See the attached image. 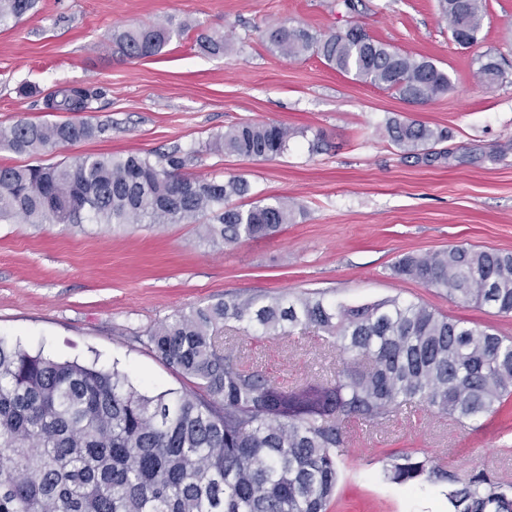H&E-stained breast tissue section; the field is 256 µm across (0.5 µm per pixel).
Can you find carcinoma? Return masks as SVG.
Masks as SVG:
<instances>
[{
	"instance_id": "cac0c4a2",
	"label": "carcinoma",
	"mask_w": 512,
	"mask_h": 512,
	"mask_svg": "<svg viewBox=\"0 0 512 512\" xmlns=\"http://www.w3.org/2000/svg\"><path fill=\"white\" fill-rule=\"evenodd\" d=\"M38 0H0V24L36 11ZM451 33L479 40L482 0H439ZM185 21L114 29L128 58L162 52ZM270 48L290 60L317 56L356 79L427 103L452 81L434 62L371 38L267 26ZM487 84L504 78L495 57L479 58ZM88 88L62 89L44 101L57 112L88 109ZM105 132L88 121L20 120L0 130V145L23 154L53 151ZM295 131L274 120L241 122L215 135L226 155L273 160ZM385 135L409 154L446 139L408 117ZM177 151L76 156L52 165L0 166V220L29 224H199L201 236L226 246L268 238L295 222L287 199L229 205L251 194L239 177L181 173ZM394 273L465 305L512 316V253L454 246L406 255ZM235 323L260 337L296 328L336 346L343 362L327 378L286 389L267 372L224 352L221 329ZM152 352L193 389L150 394L117 369L58 361L0 338V512H326L338 481L346 429L382 427L416 405L463 427L512 397V338L425 303L389 297L348 305L323 293L231 299L162 322ZM385 480L444 481L453 512H512V485L473 470L459 476L428 456L389 458Z\"/></svg>"
}]
</instances>
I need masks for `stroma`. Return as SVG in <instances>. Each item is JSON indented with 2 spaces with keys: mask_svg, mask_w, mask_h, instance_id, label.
Returning a JSON list of instances; mask_svg holds the SVG:
<instances>
[{
  "mask_svg": "<svg viewBox=\"0 0 512 512\" xmlns=\"http://www.w3.org/2000/svg\"><path fill=\"white\" fill-rule=\"evenodd\" d=\"M39 0L36 13L0 26V129L19 120L105 125L98 136L50 153L0 147V166L54 164L84 154L188 152L191 177L238 176L259 200L300 208L275 236L234 247L203 242L196 224L106 227L0 223V337L57 359L97 363L150 393L183 387L158 360L149 333L177 312L231 298L322 292L351 305L388 297L512 336V317L460 303L398 277L394 264L453 245L512 252V0H485L481 38L453 40L438 0ZM188 20L157 56L115 52L116 27ZM285 22L325 35L360 25L400 52L432 60L452 87L424 105L337 72L322 59L291 61L269 50L266 26ZM220 33L224 51L196 38ZM495 55L502 82L484 84L477 59ZM82 86L87 112H50L44 99ZM407 116L447 137L429 158L404 155L384 134ZM245 119L295 130L273 161L209 149ZM320 141L321 151L310 149ZM225 351L294 388L340 364L311 334L252 338L223 333ZM415 451L462 474L481 470L512 483V404L470 429L414 407L385 427L351 432L327 512H449L446 483L383 481L390 455Z\"/></svg>",
  "mask_w": 512,
  "mask_h": 512,
  "instance_id": "obj_1",
  "label": "stroma"
}]
</instances>
